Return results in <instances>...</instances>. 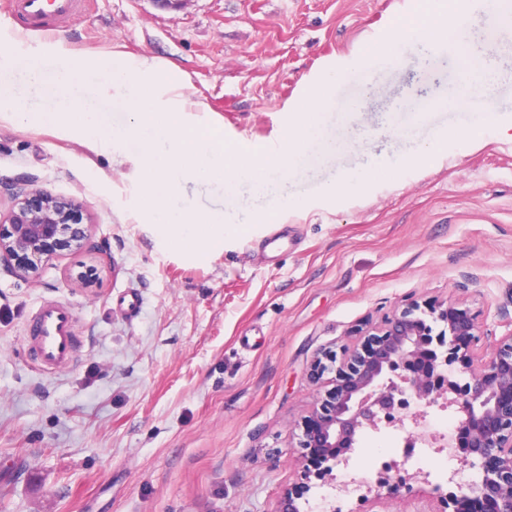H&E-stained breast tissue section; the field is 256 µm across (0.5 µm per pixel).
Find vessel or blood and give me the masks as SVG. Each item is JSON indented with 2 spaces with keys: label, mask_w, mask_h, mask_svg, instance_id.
Instances as JSON below:
<instances>
[{
  "label": "vessel or blood",
  "mask_w": 512,
  "mask_h": 512,
  "mask_svg": "<svg viewBox=\"0 0 512 512\" xmlns=\"http://www.w3.org/2000/svg\"><path fill=\"white\" fill-rule=\"evenodd\" d=\"M91 4L92 0H5L0 14L26 29L51 34L77 14L88 12ZM25 341L41 371L72 366L80 340L69 304L60 299L43 301L28 323Z\"/></svg>",
  "instance_id": "1"
}]
</instances>
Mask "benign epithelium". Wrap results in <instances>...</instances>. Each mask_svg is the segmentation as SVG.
<instances>
[{"instance_id": "7a95c632", "label": "benign epithelium", "mask_w": 512, "mask_h": 512, "mask_svg": "<svg viewBox=\"0 0 512 512\" xmlns=\"http://www.w3.org/2000/svg\"><path fill=\"white\" fill-rule=\"evenodd\" d=\"M14 200L0 212V264L21 275L35 274L63 247L80 249L88 237L80 204L21 182H1ZM478 331L466 308L411 301L378 322L355 329L359 340L316 358L311 380L333 374L330 388L298 424L300 477L324 480L347 464L358 438L383 425H402L408 396L442 409L457 407L456 433H468L466 446L431 435L436 451L457 449L480 460L483 479L471 494L452 493L443 508L469 502L473 512H512V332L492 350L476 355ZM469 374L459 384L455 365Z\"/></svg>"}]
</instances>
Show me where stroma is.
I'll return each mask as SVG.
<instances>
[{"mask_svg":"<svg viewBox=\"0 0 512 512\" xmlns=\"http://www.w3.org/2000/svg\"><path fill=\"white\" fill-rule=\"evenodd\" d=\"M417 0H95L58 27L64 52L146 55L184 72L224 122L226 159L287 141L308 84L335 74L320 137L288 175L291 209L249 220L247 186L185 183L196 208L244 225L205 255L133 222L138 190L106 157L50 130L0 123V178L80 202L79 251L37 275L0 269V512H276L300 482L298 423L319 388L315 357L409 301H455L480 327L474 352L512 332V23L459 18L458 42L497 74L492 123L459 100L456 56L404 35L406 64L360 54ZM366 139L380 167L352 149ZM438 152H427L431 143ZM410 164H403L405 156ZM362 174L359 189L327 185ZM281 240L269 244L271 231ZM126 291L143 304L128 313ZM47 298L65 300L77 362L47 374L24 343ZM457 483L378 480L343 512H434Z\"/></svg>","mask_w":512,"mask_h":512,"instance_id":"stroma-1","label":"stroma"}]
</instances>
